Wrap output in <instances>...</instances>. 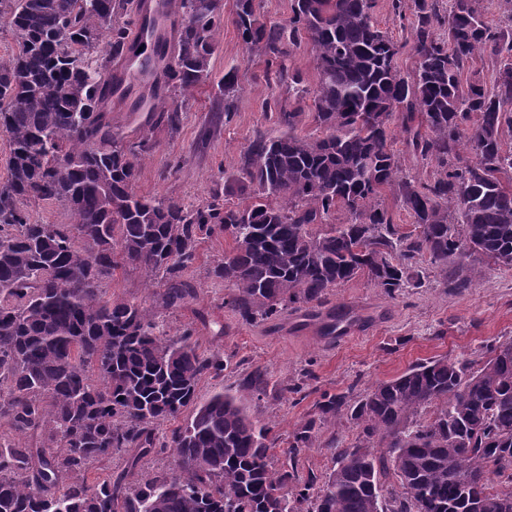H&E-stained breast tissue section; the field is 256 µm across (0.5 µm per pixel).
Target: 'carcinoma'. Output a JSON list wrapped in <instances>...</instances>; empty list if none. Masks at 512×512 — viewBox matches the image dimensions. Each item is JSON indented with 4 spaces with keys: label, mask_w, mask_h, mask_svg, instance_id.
I'll use <instances>...</instances> for the list:
<instances>
[{
    "label": "carcinoma",
    "mask_w": 512,
    "mask_h": 512,
    "mask_svg": "<svg viewBox=\"0 0 512 512\" xmlns=\"http://www.w3.org/2000/svg\"><path fill=\"white\" fill-rule=\"evenodd\" d=\"M486 1L508 6L500 24L487 22ZM167 2L179 20L169 48L154 21L132 37L133 0H0L17 39L0 64L10 146L0 183V512H224L226 501L236 512H512V348L496 341L482 362L417 363L355 398L326 394L281 460L273 427L237 397L198 400L201 377L224 371L220 355L199 352L187 329L157 334L144 307L105 290L117 269H139L165 288L167 307L184 305L196 296L185 273L201 236L217 229L229 249L211 274L249 325L289 308L318 319L330 293L361 275L392 298L421 283L425 263L457 292L485 274L469 263L475 253L512 267V147L502 140L512 131V0L446 9L390 0L417 57L410 77L397 67L405 44L374 19L376 0H291L284 23L256 0H235L244 57L264 59L290 92H301L290 49L310 47L323 136L296 135L298 113L279 105L286 131L257 135L238 178L194 208L136 194L152 139L126 143L113 131L105 80L146 52L149 88L168 89L151 107L179 132L182 98L212 79L224 12L222 0ZM478 58L490 80L462 86ZM240 83L237 69L220 80L228 98ZM397 135L410 156L435 163L430 180L403 174ZM387 190L414 231L381 205ZM235 192L241 201L225 205ZM30 201L64 205L72 223L31 219ZM267 387L259 367L242 380L253 395ZM190 406V419L158 435ZM327 421L349 425L354 442L321 444ZM320 447L332 469L300 478L299 453ZM158 453L169 454L168 471L140 474ZM114 455L126 457L122 471L92 476Z\"/></svg>",
    "instance_id": "obj_1"
}]
</instances>
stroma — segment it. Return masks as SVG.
Masks as SVG:
<instances>
[{
	"label": "stroma",
	"mask_w": 512,
	"mask_h": 512,
	"mask_svg": "<svg viewBox=\"0 0 512 512\" xmlns=\"http://www.w3.org/2000/svg\"><path fill=\"white\" fill-rule=\"evenodd\" d=\"M234 0H224V26L214 56L217 78L233 66L246 76L232 101L231 120H224L225 101L215 82L195 89L183 106L181 130L170 135L157 113L131 117L122 108L112 112V123L128 139L148 130L155 143L144 155L135 190L147 198H172L187 205L209 200L214 183L237 177L240 157L256 133L269 137L283 132L272 105L280 94L270 81L264 61L244 62L242 45L233 23ZM221 233L203 239L199 256L187 272L197 296L184 306L166 308L158 281L136 270H119L107 291L144 304L160 330L190 328L201 352L217 353L224 360L218 375L198 383L199 399L224 391L237 395L248 414L274 426L288 437L296 424L314 414L322 393L349 392L352 385L389 380L410 365L440 356L478 359L493 341L512 340V269L472 256L486 271L474 288L448 291L439 276L428 274L421 287L406 288L388 297L366 277H358L333 291L327 305L358 317L360 330L339 342L322 338L315 322L289 311L273 323L248 325L224 306L229 291L210 271L224 256ZM269 377L264 395L241 392L239 382L253 367ZM303 395L289 393L294 384Z\"/></svg>",
	"instance_id": "35a3bbf8"
}]
</instances>
